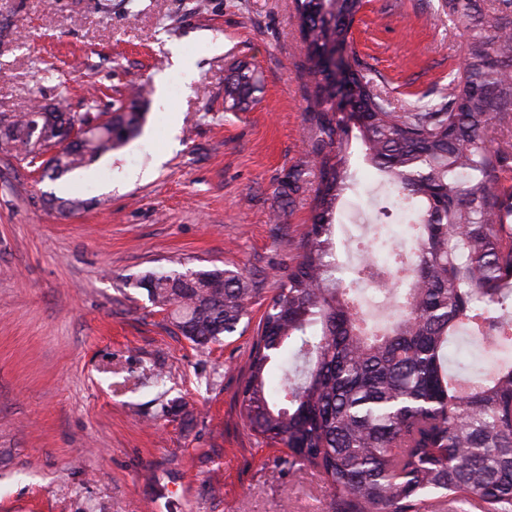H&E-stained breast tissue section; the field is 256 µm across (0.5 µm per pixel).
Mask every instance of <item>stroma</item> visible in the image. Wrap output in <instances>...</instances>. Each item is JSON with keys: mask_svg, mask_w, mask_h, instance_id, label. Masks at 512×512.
Wrapping results in <instances>:
<instances>
[{"mask_svg": "<svg viewBox=\"0 0 512 512\" xmlns=\"http://www.w3.org/2000/svg\"><path fill=\"white\" fill-rule=\"evenodd\" d=\"M98 3L0 0V114L145 91L141 133L69 189L79 211L0 151V512H330L324 478L241 415L319 182L293 0ZM463 42L443 0H366L347 51L408 112L447 94ZM241 60L257 103L228 112ZM214 269L249 288L250 328L200 349L137 281Z\"/></svg>", "mask_w": 512, "mask_h": 512, "instance_id": "35a3bbf8", "label": "stroma"}]
</instances>
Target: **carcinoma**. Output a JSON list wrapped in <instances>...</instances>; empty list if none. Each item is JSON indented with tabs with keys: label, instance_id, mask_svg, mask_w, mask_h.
Listing matches in <instances>:
<instances>
[{
	"label": "carcinoma",
	"instance_id": "1",
	"mask_svg": "<svg viewBox=\"0 0 512 512\" xmlns=\"http://www.w3.org/2000/svg\"><path fill=\"white\" fill-rule=\"evenodd\" d=\"M501 2L480 20L477 0H447L466 33L464 66L439 103L396 112L362 70L341 82L360 112L363 159L397 194L374 216V241L353 242L385 255L391 309L381 321L360 314L353 285L363 268L353 266L348 282L336 275L334 221L355 182L328 54L347 46L364 3L295 0L317 125L315 215L248 348L241 410L256 436L287 448L288 468L324 477L332 512H426L434 497L512 512V0ZM251 78L239 62L227 109L248 108ZM110 110L51 121L1 114L0 149L55 176L84 169L140 131L137 95ZM66 126L94 130L48 156ZM400 209L412 218L408 249L386 235ZM137 286L197 346L234 333L247 314L248 289L222 270L149 273ZM462 331L498 355L491 373L449 367L448 345Z\"/></svg>",
	"mask_w": 512,
	"mask_h": 512
}]
</instances>
